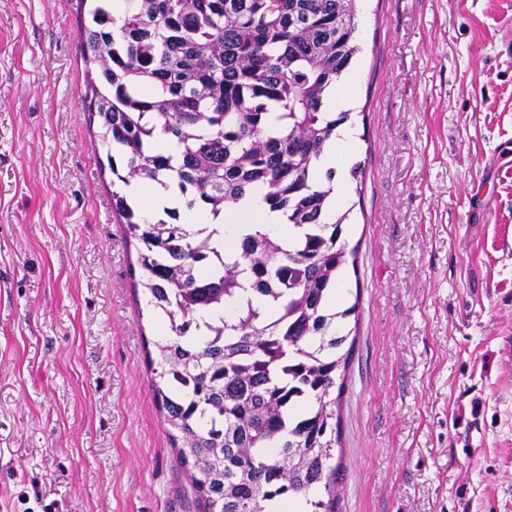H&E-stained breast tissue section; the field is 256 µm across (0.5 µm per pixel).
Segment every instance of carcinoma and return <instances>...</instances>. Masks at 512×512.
<instances>
[{
    "instance_id": "1",
    "label": "carcinoma",
    "mask_w": 512,
    "mask_h": 512,
    "mask_svg": "<svg viewBox=\"0 0 512 512\" xmlns=\"http://www.w3.org/2000/svg\"><path fill=\"white\" fill-rule=\"evenodd\" d=\"M77 0L88 111L110 172L218 215L263 191L286 240L228 251L179 208L144 219L112 193L138 245L140 285L167 323L150 387L204 512H336L354 345L333 294L356 249L335 217L336 171L313 186L349 119L323 112L353 58L357 0Z\"/></svg>"
}]
</instances>
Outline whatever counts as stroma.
Returning <instances> with one entry per match:
<instances>
[{
	"label": "stroma",
	"instance_id": "1",
	"mask_svg": "<svg viewBox=\"0 0 512 512\" xmlns=\"http://www.w3.org/2000/svg\"><path fill=\"white\" fill-rule=\"evenodd\" d=\"M337 512H512V0H362ZM77 0H0V512H201L149 388Z\"/></svg>",
	"mask_w": 512,
	"mask_h": 512
}]
</instances>
